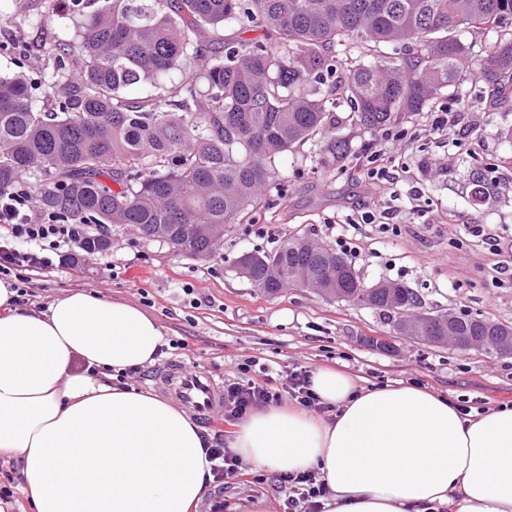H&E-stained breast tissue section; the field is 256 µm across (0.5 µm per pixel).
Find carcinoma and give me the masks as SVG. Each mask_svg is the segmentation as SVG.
I'll use <instances>...</instances> for the list:
<instances>
[{
    "mask_svg": "<svg viewBox=\"0 0 512 512\" xmlns=\"http://www.w3.org/2000/svg\"><path fill=\"white\" fill-rule=\"evenodd\" d=\"M73 35L46 28L44 95L25 73L0 77V192L27 178L39 207L65 224H121L190 258L212 255L201 229L247 224L279 164L307 143L323 161L348 153L336 125L382 131L454 95L472 70L482 93L512 98V0H70ZM224 32L212 48L201 34ZM249 31L260 35L246 38ZM168 85H163V82ZM162 95L130 97L134 85ZM256 288L274 296L304 279L383 316L419 308L412 289L370 288L331 244L294 232L271 251L243 252ZM488 317L456 312L475 332ZM431 333L448 331L433 311Z\"/></svg>",
    "mask_w": 512,
    "mask_h": 512,
    "instance_id": "cac0c4a2",
    "label": "carcinoma"
}]
</instances>
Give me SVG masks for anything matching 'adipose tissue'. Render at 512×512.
<instances>
[{
    "mask_svg": "<svg viewBox=\"0 0 512 512\" xmlns=\"http://www.w3.org/2000/svg\"><path fill=\"white\" fill-rule=\"evenodd\" d=\"M0 279V458L33 512H191L207 489L202 431L171 400L115 382L164 342L141 307L69 291L44 310ZM331 419L271 406L229 443L259 472L315 474L324 512H512V405L484 414L417 385L363 386L327 367Z\"/></svg>",
    "mask_w": 512,
    "mask_h": 512,
    "instance_id": "obj_1",
    "label": "adipose tissue"
}]
</instances>
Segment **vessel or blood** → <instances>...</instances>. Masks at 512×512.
<instances>
[{
  "label": "vessel or blood",
  "instance_id": "1",
  "mask_svg": "<svg viewBox=\"0 0 512 512\" xmlns=\"http://www.w3.org/2000/svg\"><path fill=\"white\" fill-rule=\"evenodd\" d=\"M159 381L173 398L203 423H210L224 408L219 386L206 372L171 364L161 370Z\"/></svg>",
  "mask_w": 512,
  "mask_h": 512
}]
</instances>
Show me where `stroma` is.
<instances>
[{
    "label": "stroma",
    "instance_id": "stroma-1",
    "mask_svg": "<svg viewBox=\"0 0 512 512\" xmlns=\"http://www.w3.org/2000/svg\"><path fill=\"white\" fill-rule=\"evenodd\" d=\"M71 26L53 0H11L0 20V74L22 71L39 80L48 61L44 30L65 38ZM481 88L466 81L456 96L441 97L432 112L403 123L402 132L419 135L409 146L386 141L379 131L350 127L344 122L347 106L337 104L334 133L348 140L347 159L321 164L319 149L311 144L290 154L266 191L267 206L252 223L226 233L208 260L184 257L109 224L107 251H77L75 261L33 276L29 288L42 304L79 289L132 302L155 316L173 343L158 364L175 361L219 382L233 376L236 364L256 360L330 366L364 386L419 383L475 411L511 403L512 356L390 334L374 311L326 299L311 288L288 287L268 297L233 270L240 252L273 249L291 231L332 244L344 238L357 254L355 270L366 281L402 283L420 295L427 311L464 308L512 323V285L493 283L496 258L489 246L459 240L463 224H493L502 236H512V143L498 135L512 128V101L489 107ZM450 108L468 113L477 127L474 135L452 143L430 134L433 112ZM378 150L408 167L406 181L372 186L348 177V169ZM480 175L486 190L477 201L472 182ZM412 184L431 199L430 212H412L407 193ZM373 201L400 211V235L359 223L362 206ZM191 288L207 296V303L193 305ZM371 334L389 336L388 348L368 346L365 338ZM282 504L274 475L254 471L247 482L224 484V512H283Z\"/></svg>",
    "mask_w": 512,
    "mask_h": 512
}]
</instances>
